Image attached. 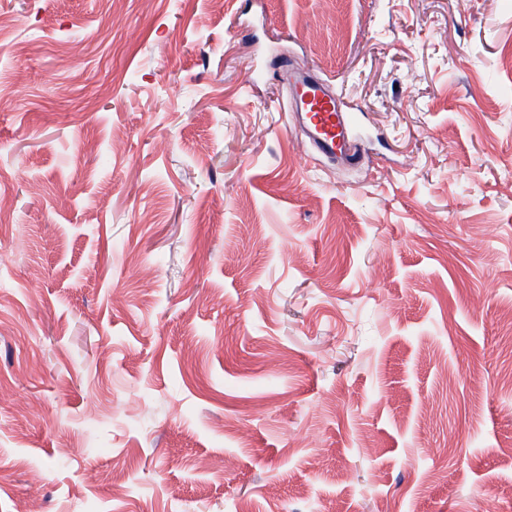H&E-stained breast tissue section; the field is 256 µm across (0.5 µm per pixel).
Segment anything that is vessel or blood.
I'll list each match as a JSON object with an SVG mask.
<instances>
[{
  "instance_id": "obj_1",
  "label": "vessel or blood",
  "mask_w": 512,
  "mask_h": 512,
  "mask_svg": "<svg viewBox=\"0 0 512 512\" xmlns=\"http://www.w3.org/2000/svg\"><path fill=\"white\" fill-rule=\"evenodd\" d=\"M292 100L291 121L320 156L359 163L350 133V115L323 81L311 76L295 78Z\"/></svg>"
}]
</instances>
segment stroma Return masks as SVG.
<instances>
[{"mask_svg":"<svg viewBox=\"0 0 512 512\" xmlns=\"http://www.w3.org/2000/svg\"><path fill=\"white\" fill-rule=\"evenodd\" d=\"M1 13L0 512H512V0ZM292 100L291 121L320 156L352 165L362 161L352 141L350 115L323 81L295 77Z\"/></svg>","mask_w":512,"mask_h":512,"instance_id":"35a3bbf8","label":"stroma"}]
</instances>
